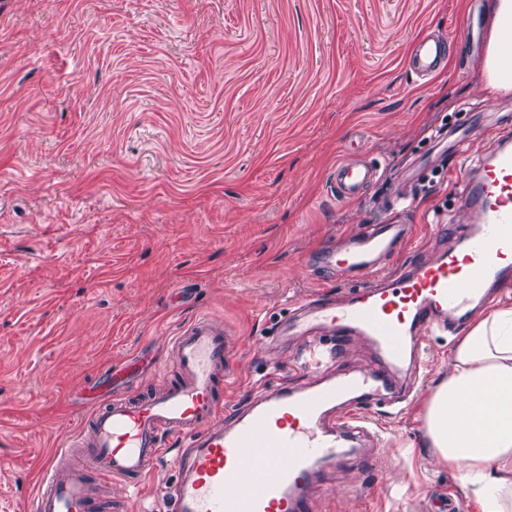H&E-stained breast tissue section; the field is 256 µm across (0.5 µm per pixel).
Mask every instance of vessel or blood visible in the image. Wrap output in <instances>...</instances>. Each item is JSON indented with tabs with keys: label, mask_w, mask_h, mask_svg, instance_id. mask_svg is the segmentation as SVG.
I'll return each instance as SVG.
<instances>
[{
	"label": "vessel or blood",
	"mask_w": 512,
	"mask_h": 512,
	"mask_svg": "<svg viewBox=\"0 0 512 512\" xmlns=\"http://www.w3.org/2000/svg\"><path fill=\"white\" fill-rule=\"evenodd\" d=\"M448 64V41L419 38L408 67L430 80ZM377 175L371 162L347 159L333 171L340 199L359 196ZM461 205L474 223L452 247L411 264L399 275L380 263L414 231L410 224H365L341 246L326 245L317 260L343 276L371 274L378 286L345 304L312 299L284 325L292 335L321 328L302 366L319 379L302 389L258 392L244 412L224 411V385L233 377L234 348L222 324L200 317L168 341L178 376L159 394L109 390L66 447L47 456L33 512H102L95 485L120 480L144 488L175 440L183 462L168 491L169 512H309L308 489L320 462L339 461L351 441L369 433L358 404L400 398L392 372L413 352L420 333L473 316L497 283L512 278V136L480 156ZM369 337L380 354L373 370L336 376L332 363L344 336ZM350 408L346 419L339 408Z\"/></svg>",
	"instance_id": "vessel-or-blood-1"
}]
</instances>
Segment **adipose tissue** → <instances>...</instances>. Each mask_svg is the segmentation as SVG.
Listing matches in <instances>:
<instances>
[{
	"mask_svg": "<svg viewBox=\"0 0 512 512\" xmlns=\"http://www.w3.org/2000/svg\"><path fill=\"white\" fill-rule=\"evenodd\" d=\"M480 80L488 99L512 93V0H489ZM424 429L437 464L459 470L478 512H512V306H494L449 353Z\"/></svg>",
	"mask_w": 512,
	"mask_h": 512,
	"instance_id": "ef3b65f1",
	"label": "adipose tissue"
}]
</instances>
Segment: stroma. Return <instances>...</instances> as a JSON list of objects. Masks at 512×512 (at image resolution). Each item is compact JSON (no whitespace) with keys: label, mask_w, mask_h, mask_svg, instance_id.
<instances>
[{"label":"stroma","mask_w":512,"mask_h":512,"mask_svg":"<svg viewBox=\"0 0 512 512\" xmlns=\"http://www.w3.org/2000/svg\"><path fill=\"white\" fill-rule=\"evenodd\" d=\"M486 2L0 0V512H32L43 458L108 366L136 360L138 391L161 389L167 341L203 315L235 346L228 407L305 386L281 324L366 284L314 263L324 243L406 211L395 270L466 233L469 164L512 128V95L479 87ZM428 31L452 45L423 83L407 58ZM474 127L456 151L427 138ZM345 158L378 168L352 201L331 186ZM452 344L423 336L399 375L409 405L371 409V443L323 465L311 512H477L424 433Z\"/></svg>","instance_id":"obj_1"}]
</instances>
